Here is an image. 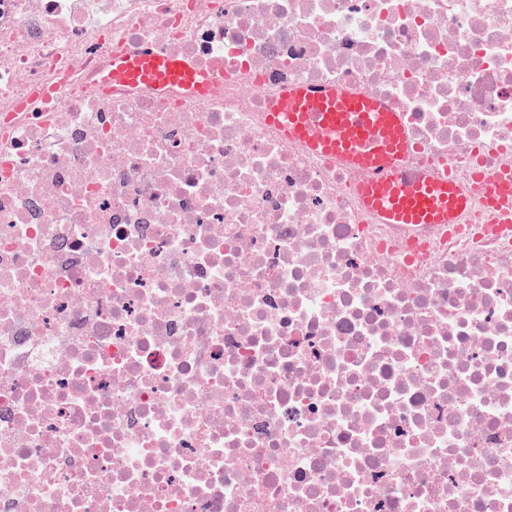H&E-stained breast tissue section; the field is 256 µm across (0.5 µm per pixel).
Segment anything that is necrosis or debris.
Listing matches in <instances>:
<instances>
[{"label":"necrosis or debris","mask_w":512,"mask_h":512,"mask_svg":"<svg viewBox=\"0 0 512 512\" xmlns=\"http://www.w3.org/2000/svg\"><path fill=\"white\" fill-rule=\"evenodd\" d=\"M218 74L116 87L114 46ZM512 165V0H0V512H512V230L378 224L267 114Z\"/></svg>","instance_id":"necrosis-or-debris-1"}]
</instances>
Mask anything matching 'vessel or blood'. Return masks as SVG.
<instances>
[{"mask_svg": "<svg viewBox=\"0 0 512 512\" xmlns=\"http://www.w3.org/2000/svg\"><path fill=\"white\" fill-rule=\"evenodd\" d=\"M113 84H179L198 92L215 82L183 57L153 48L112 55ZM287 139L343 158L359 179L363 203L385 224H452L471 207V198L453 182L408 178L399 160L407 148L401 117L372 95L328 85L289 84L268 115ZM476 189L495 221L512 224V168L476 175Z\"/></svg>", "mask_w": 512, "mask_h": 512, "instance_id": "obj_1", "label": "vessel or blood"}]
</instances>
